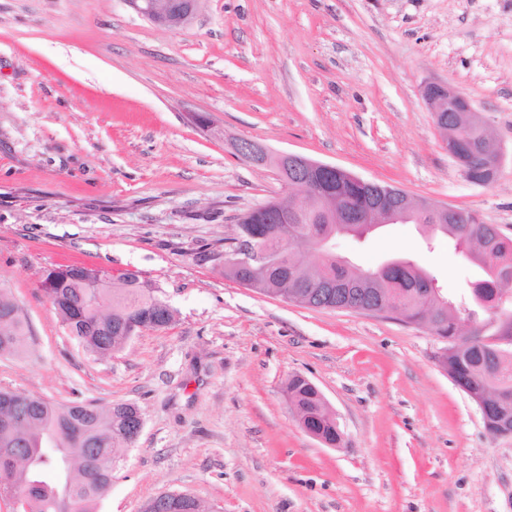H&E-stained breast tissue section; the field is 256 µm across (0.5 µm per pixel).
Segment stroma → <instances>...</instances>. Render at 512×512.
I'll return each instance as SVG.
<instances>
[{"instance_id": "35a3bbf8", "label": "stroma", "mask_w": 512, "mask_h": 512, "mask_svg": "<svg viewBox=\"0 0 512 512\" xmlns=\"http://www.w3.org/2000/svg\"><path fill=\"white\" fill-rule=\"evenodd\" d=\"M430 81L491 131V184L449 158ZM242 138L512 237V0H202L179 28L129 0H0V283L33 331L0 357V388L139 408L98 512H143L164 492L214 512H512V436L486 430L426 327L225 278L239 217L288 192L235 153ZM330 248L364 270L410 259L452 297L482 276L414 223ZM72 265L138 274L173 323L89 354L41 290ZM294 376L323 395L338 446L302 428ZM422 96L430 112H466L472 122L483 126L482 120L474 111L468 99L450 85L429 82L423 87ZM433 113V121L439 127L440 120Z\"/></svg>"}]
</instances>
